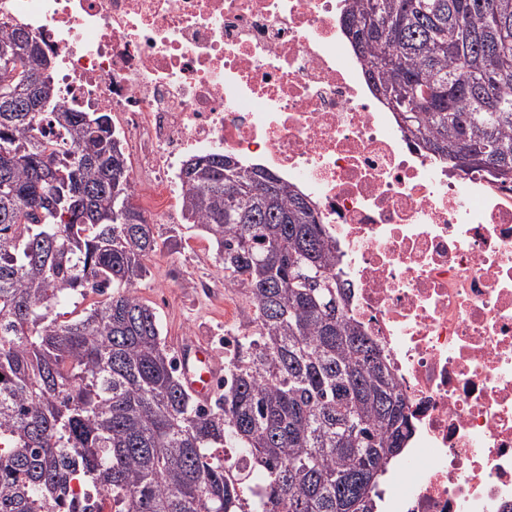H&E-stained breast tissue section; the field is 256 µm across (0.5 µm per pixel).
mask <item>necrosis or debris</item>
Instances as JSON below:
<instances>
[{
    "instance_id": "obj_1",
    "label": "necrosis or debris",
    "mask_w": 512,
    "mask_h": 512,
    "mask_svg": "<svg viewBox=\"0 0 512 512\" xmlns=\"http://www.w3.org/2000/svg\"><path fill=\"white\" fill-rule=\"evenodd\" d=\"M344 0H0L57 63L58 104L116 118L135 203L183 221L186 158L307 192L351 316L414 426L383 512H512V185L457 176L372 93Z\"/></svg>"
}]
</instances>
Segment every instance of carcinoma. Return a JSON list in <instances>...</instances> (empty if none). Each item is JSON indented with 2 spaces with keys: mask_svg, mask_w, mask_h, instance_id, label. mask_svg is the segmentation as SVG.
<instances>
[{
  "mask_svg": "<svg viewBox=\"0 0 512 512\" xmlns=\"http://www.w3.org/2000/svg\"><path fill=\"white\" fill-rule=\"evenodd\" d=\"M373 91L461 175L512 183V0H345ZM0 512H376L412 434L313 203L224 154L182 168L186 224L249 309L218 396L186 390L139 295L165 240L108 114L24 109L46 57L0 28ZM48 118L56 139L37 136ZM98 295L71 318L53 309Z\"/></svg>",
  "mask_w": 512,
  "mask_h": 512,
  "instance_id": "obj_1",
  "label": "carcinoma"
}]
</instances>
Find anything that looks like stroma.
<instances>
[{"mask_svg":"<svg viewBox=\"0 0 512 512\" xmlns=\"http://www.w3.org/2000/svg\"><path fill=\"white\" fill-rule=\"evenodd\" d=\"M139 294L159 312L166 341L193 338L224 354V329L243 323L247 306L224 286V274L208 241L173 236L148 263Z\"/></svg>","mask_w":512,"mask_h":512,"instance_id":"obj_1","label":"stroma"}]
</instances>
